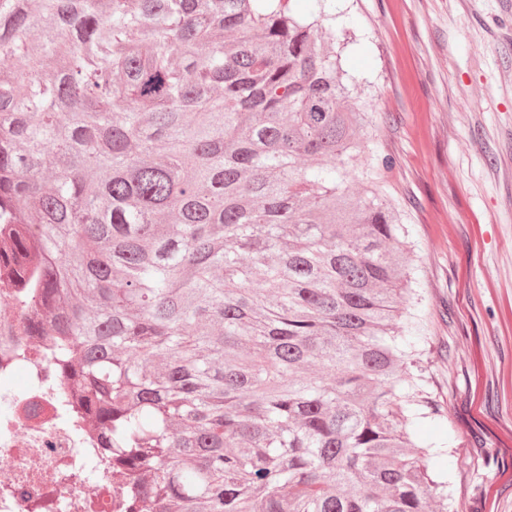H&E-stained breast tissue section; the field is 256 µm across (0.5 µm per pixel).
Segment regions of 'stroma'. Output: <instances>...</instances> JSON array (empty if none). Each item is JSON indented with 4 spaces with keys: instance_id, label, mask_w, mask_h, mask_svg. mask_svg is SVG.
Masks as SVG:
<instances>
[{
    "instance_id": "35a3bbf8",
    "label": "stroma",
    "mask_w": 512,
    "mask_h": 512,
    "mask_svg": "<svg viewBox=\"0 0 512 512\" xmlns=\"http://www.w3.org/2000/svg\"><path fill=\"white\" fill-rule=\"evenodd\" d=\"M368 150L414 245L418 425L452 512H512V0H337Z\"/></svg>"
}]
</instances>
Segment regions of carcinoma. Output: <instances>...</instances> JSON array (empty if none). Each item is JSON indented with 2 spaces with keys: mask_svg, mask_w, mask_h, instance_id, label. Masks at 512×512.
<instances>
[{
  "mask_svg": "<svg viewBox=\"0 0 512 512\" xmlns=\"http://www.w3.org/2000/svg\"><path fill=\"white\" fill-rule=\"evenodd\" d=\"M291 2L0 0V258L120 512H448L408 230L336 177L365 112Z\"/></svg>",
  "mask_w": 512,
  "mask_h": 512,
  "instance_id": "obj_1",
  "label": "carcinoma"
}]
</instances>
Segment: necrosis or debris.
I'll use <instances>...</instances> for the list:
<instances>
[{
    "label": "necrosis or debris",
    "mask_w": 512,
    "mask_h": 512,
    "mask_svg": "<svg viewBox=\"0 0 512 512\" xmlns=\"http://www.w3.org/2000/svg\"><path fill=\"white\" fill-rule=\"evenodd\" d=\"M40 322L38 305L22 301L0 269V512H79L87 501L92 512H119L111 496L69 476L91 466L98 432L57 403ZM19 374L20 391L12 384Z\"/></svg>",
    "instance_id": "1"
}]
</instances>
